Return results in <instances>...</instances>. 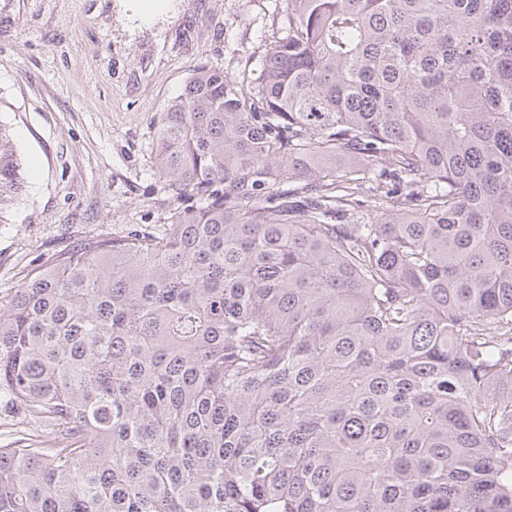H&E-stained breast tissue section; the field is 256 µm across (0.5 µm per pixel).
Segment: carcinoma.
Returning a JSON list of instances; mask_svg holds the SVG:
<instances>
[{"mask_svg":"<svg viewBox=\"0 0 512 512\" xmlns=\"http://www.w3.org/2000/svg\"><path fill=\"white\" fill-rule=\"evenodd\" d=\"M283 13L250 86L164 106L168 222L0 299L55 430L0 448V512H512V0ZM22 188L0 121V223Z\"/></svg>","mask_w":512,"mask_h":512,"instance_id":"1","label":"carcinoma"}]
</instances>
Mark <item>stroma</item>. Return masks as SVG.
I'll return each instance as SVG.
<instances>
[{"label": "stroma", "instance_id": "stroma-1", "mask_svg": "<svg viewBox=\"0 0 512 512\" xmlns=\"http://www.w3.org/2000/svg\"><path fill=\"white\" fill-rule=\"evenodd\" d=\"M115 5L0 0V121L24 179L0 224V298L48 254L163 223L152 145L164 105L199 66L251 69L282 23L281 0H190L160 36H132Z\"/></svg>", "mask_w": 512, "mask_h": 512}]
</instances>
